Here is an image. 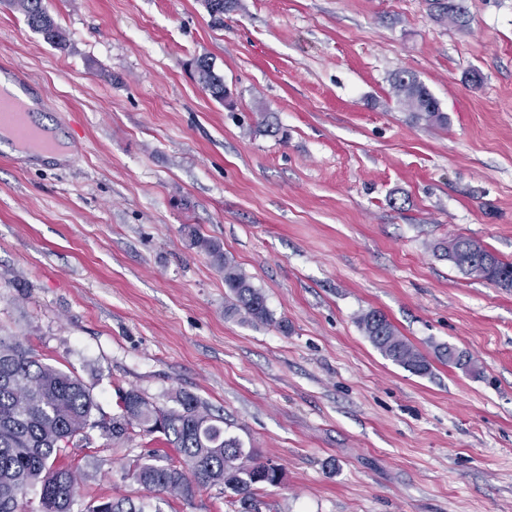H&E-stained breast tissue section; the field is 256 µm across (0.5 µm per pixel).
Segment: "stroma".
Returning <instances> with one entry per match:
<instances>
[{
	"label": "stroma",
	"instance_id": "obj_1",
	"mask_svg": "<svg viewBox=\"0 0 512 512\" xmlns=\"http://www.w3.org/2000/svg\"><path fill=\"white\" fill-rule=\"evenodd\" d=\"M66 48L0 0V72L44 87L37 114L76 152L0 141V332L90 388L172 409L180 394L283 478L261 512H512V290L465 274L439 243L512 261V0H43ZM207 57L232 93L213 99ZM414 74L448 115L415 122L391 77ZM220 242L274 321L224 314ZM375 309L431 360L385 359ZM470 355L468 372L436 345ZM162 434L67 449L71 512H228L213 487L165 502L125 475ZM435 19L440 23L451 22L462 25L465 21V9L462 0H431ZM195 67L203 88L217 101L224 102L229 97V92L223 79L217 76L207 57H199L195 61Z\"/></svg>",
	"mask_w": 512,
	"mask_h": 512
}]
</instances>
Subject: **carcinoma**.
<instances>
[{"label":"carcinoma","instance_id":"obj_1","mask_svg":"<svg viewBox=\"0 0 512 512\" xmlns=\"http://www.w3.org/2000/svg\"><path fill=\"white\" fill-rule=\"evenodd\" d=\"M214 22H223L224 12L233 10L236 0H204ZM30 28L47 42L66 47L63 32L43 6V0H14ZM435 19L461 25L465 19L462 0H431ZM203 88L217 101L229 92L205 56L195 61ZM392 88L397 102L416 122L448 126L443 112L429 89L412 73L393 74ZM191 243L207 253L224 275L226 288L224 315L253 324L273 322L266 297L240 270L233 258L215 240L188 230ZM442 256L459 270L472 275L468 262L477 256H491V271L479 275L500 288H512V262L502 260L483 243L471 238H455L440 246ZM357 323L372 346L386 359L420 375L430 371V363L388 318L377 310L361 314ZM436 358L462 368L473 369L471 358L442 344ZM179 408L163 409L144 394L128 390L119 396V413L112 419L97 420L98 405L89 388L75 375L41 362L16 337L0 334V512H25L21 497L29 486L40 487L37 512H70L75 490L74 471L61 463L66 449L87 440V430L99 428L112 441L128 440L134 429L145 435L156 432L166 437L177 451L175 459H160L146 451L129 466L133 480L155 495H170L191 501L198 490L218 486L224 491L233 512H259L255 491L282 479L278 466L258 460L247 452L239 438L226 434L224 418L216 416L198 397L183 393ZM193 479H188V476ZM89 512H141L133 501H101Z\"/></svg>","mask_w":512,"mask_h":512}]
</instances>
